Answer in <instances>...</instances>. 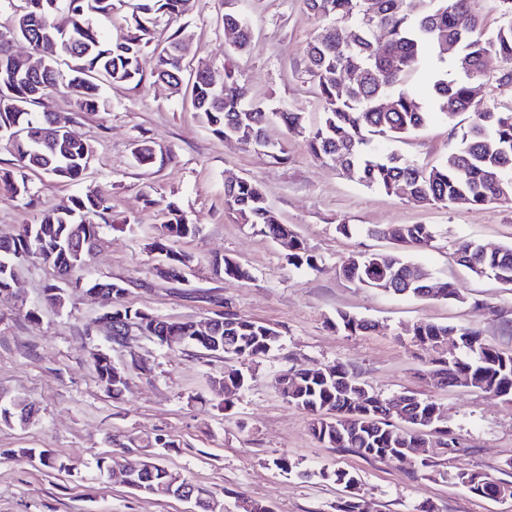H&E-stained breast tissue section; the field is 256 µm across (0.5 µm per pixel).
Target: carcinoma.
<instances>
[{"mask_svg": "<svg viewBox=\"0 0 512 512\" xmlns=\"http://www.w3.org/2000/svg\"><path fill=\"white\" fill-rule=\"evenodd\" d=\"M113 0H25V10L10 28L0 29V126L17 124L34 129L50 120L49 112H33L30 106L63 88L76 98L81 109L95 111L103 105L100 83H139L145 74L183 87L184 65L178 54L183 39L174 37L161 49L151 48L152 14L179 16L188 0H137L130 15L132 33L112 46L107 45L93 18L112 16ZM501 23L491 34L483 31L481 19L473 14L468 0H304L307 10L323 21L320 32L307 43L311 81L322 104L320 121L307 133V146L317 160L338 163L359 183L419 205H453L466 202L480 206L512 201V109L478 107L475 89L486 81L484 59L493 54L505 64L495 77L499 84H512V0H496ZM224 27L238 30L233 53L242 54L250 44L248 26L232 9L224 13ZM18 37L39 53L51 44L55 56L46 58L39 70H30L26 60L8 52L9 42ZM431 54L438 68L430 79L429 98L422 100L402 88L406 77ZM66 60L68 74L58 68ZM454 77H449L448 72ZM191 102L198 120L218 137L244 140L276 159H287L281 144L270 143L265 129L272 117H280L291 131L304 129L298 113L270 111L252 101L235 75L229 56H224V88L215 91L193 75ZM456 110L448 111V101ZM461 112L473 113L471 123L457 136L456 144L437 164L424 166L397 154L382 155L374 142H399L422 129L435 113L448 121ZM21 169L41 171L60 181L80 180L94 157L92 145L67 140L49 145L25 134L10 142ZM137 161L146 166L164 162L147 142L136 146ZM224 209L239 224H248L260 235L278 241L288 238L292 250L286 255L296 269L316 270L319 259L289 227L281 222L260 184L244 179L224 187ZM112 210L111 199L100 191L74 196L46 210L41 218L24 225L9 243H0V290L11 285L22 261L37 257L66 275L76 288L88 283L77 273L85 266L101 240L103 222ZM165 224L152 246L167 253L173 278H179L182 253L171 243L198 232L172 203L164 208ZM368 234L390 239L413 250L431 246L435 234L428 224L375 227ZM457 260L477 277L512 284V246L493 252L462 241L455 249ZM347 279L363 288L387 294L410 295L458 303L466 302L460 289L444 282L429 285L419 279V269L402 251H364L348 256L340 266ZM131 323H145L146 335L185 336L187 343L226 357L266 355L280 339L279 332L231 310L221 315L213 345L192 342L195 332L187 323H175L159 315L119 306ZM336 330L348 336L366 334L371 321L340 311ZM427 337L471 336L479 344L465 345L453 358L431 356L428 371L439 376L430 383L439 387H467L486 393H505L512 399V354L500 351L482 338L474 325L449 326L430 321L418 323ZM104 391L118 396L127 384L112 380V360L107 353L93 362ZM248 382L240 370L224 372V403ZM283 398L310 416V431L320 443L347 448L364 458L399 461L406 446L424 449L421 466L437 465L436 459L463 451L460 439L448 429L439 402L406 396L408 403L398 420L414 428L403 430L387 421L381 409L385 399L343 365L287 372L276 380ZM438 411L441 429L434 436L421 434L430 412ZM49 473L70 476L77 466L69 459L43 449ZM153 476L141 482L139 493L166 496V481L175 472L155 454L146 453ZM454 484L477 497H490L501 481L476 470L453 474Z\"/></svg>", "mask_w": 512, "mask_h": 512, "instance_id": "1", "label": "carcinoma"}]
</instances>
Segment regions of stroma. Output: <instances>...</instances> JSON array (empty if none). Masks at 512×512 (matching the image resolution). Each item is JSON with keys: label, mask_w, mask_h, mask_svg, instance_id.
Instances as JSON below:
<instances>
[{"label": "stroma", "mask_w": 512, "mask_h": 512, "mask_svg": "<svg viewBox=\"0 0 512 512\" xmlns=\"http://www.w3.org/2000/svg\"><path fill=\"white\" fill-rule=\"evenodd\" d=\"M236 8L252 34L248 51L234 58L249 96L300 113L304 126L314 127L321 106L309 81L305 47L317 21L303 0H238ZM224 10V0H191L181 17L158 16L154 41L163 46L181 34L188 43L187 70L204 63L221 69L232 40ZM100 94L104 105L93 112L80 110L66 92L43 100L42 109L66 116L72 133L94 146L95 157L77 182L26 171L29 201L0 183V239L14 237L62 201L101 191L112 201L110 225L82 269L83 278L123 283L126 307L174 321L230 309L273 327L280 341L266 356L227 359L191 345L169 349L136 338L112 353L116 363L127 365L130 378L115 398L104 393L92 362L93 352L106 344L98 318L110 301L71 287L63 309L43 305L58 274L42 260L25 262L13 294L0 297V403L22 397L34 419L26 425L0 422V512H190L191 503L176 497L152 498L119 484L46 473L27 455L28 449L47 448L82 466L116 450L126 436L158 434L171 442L161 451L165 464L206 488L224 512H239L243 498L272 512H336L343 489L327 473L337 468L359 476L358 494L369 512H415L423 502L433 503L436 512H512V498L475 497L450 478L472 469L512 483V401L433 387L422 375L429 356L411 335L420 321L474 323L486 343L512 353V285L475 277L452 255L458 241L490 249L512 245V203L414 205L349 179L335 162L314 159L304 135L276 117L266 134L286 147L288 157L258 154L249 143L211 134L188 97L151 76L136 86L104 83ZM470 122L467 113L451 122L436 117L405 142L379 149L432 163L454 144L453 127ZM144 140L172 150V160L161 167L138 164L133 150ZM232 176L262 185L282 223L318 255V270L289 266L281 244L225 213L224 184ZM170 201L199 227L176 245L191 258L176 280L157 275L161 257L149 248L164 221L162 206ZM342 221L359 226V233H338ZM392 224L433 226L432 246L410 258L432 281L461 288L465 303L391 296L343 277L339 267L347 256L387 248V241L367 236V229ZM227 257L238 261L247 277L216 273ZM476 301L505 314L483 316L472 307ZM32 307L38 318L27 317ZM340 311L371 320L375 330L359 336L336 331L333 321ZM336 364L357 373L382 397L412 393L440 402L465 453L423 470L412 460L366 459L319 444L309 416L287 403L275 379ZM228 369L249 377L229 409L210 385ZM280 457L293 463L291 473L274 466Z\"/></svg>", "instance_id": "1"}]
</instances>
